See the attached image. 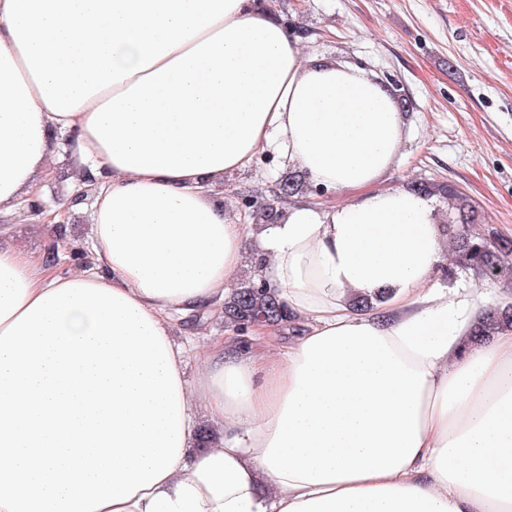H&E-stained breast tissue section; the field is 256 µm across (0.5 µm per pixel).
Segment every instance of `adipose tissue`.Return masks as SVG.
<instances>
[{"label":"adipose tissue","mask_w":512,"mask_h":512,"mask_svg":"<svg viewBox=\"0 0 512 512\" xmlns=\"http://www.w3.org/2000/svg\"><path fill=\"white\" fill-rule=\"evenodd\" d=\"M63 134L99 175L93 266L0 245V512H512V329L470 345L489 294L438 288L430 201L382 187L388 86L255 0H0V218L28 221ZM265 152L345 197L260 231L288 337L176 342L171 311L231 291L224 179Z\"/></svg>","instance_id":"ef3b65f1"}]
</instances>
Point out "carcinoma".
I'll use <instances>...</instances> for the list:
<instances>
[{
  "label": "carcinoma",
  "instance_id": "1",
  "mask_svg": "<svg viewBox=\"0 0 512 512\" xmlns=\"http://www.w3.org/2000/svg\"><path fill=\"white\" fill-rule=\"evenodd\" d=\"M410 190L426 196H440L451 202L456 216L448 225V235L453 243L457 262L474 269L484 280L494 283L499 280L507 254L497 241L470 230L469 225L479 224L477 207L452 183H419ZM312 191L308 178L303 174L289 173L280 183L279 199L292 198ZM66 238L62 226H57V235L45 252V262L54 265L58 261L60 244ZM263 315L272 325L286 324L290 316L287 305L275 294L264 288L259 279L252 278L240 284L224 299V324L237 329L253 318ZM512 329V306L504 309L490 308L475 328V339L483 342L502 330Z\"/></svg>",
  "mask_w": 512,
  "mask_h": 512
}]
</instances>
